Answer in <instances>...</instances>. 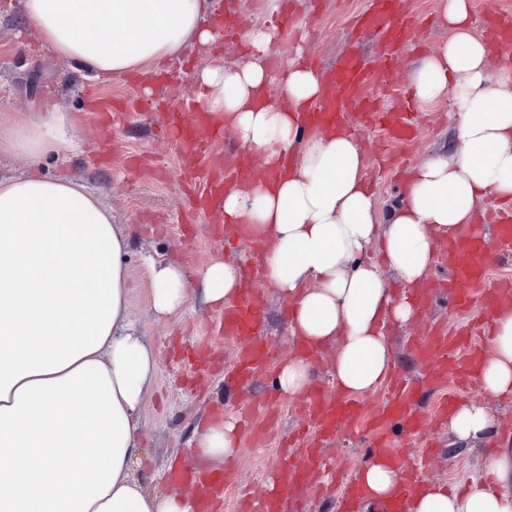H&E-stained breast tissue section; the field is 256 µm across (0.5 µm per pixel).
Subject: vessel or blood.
Wrapping results in <instances>:
<instances>
[{"label": "vessel or blood", "instance_id": "vessel-or-blood-1", "mask_svg": "<svg viewBox=\"0 0 512 512\" xmlns=\"http://www.w3.org/2000/svg\"><path fill=\"white\" fill-rule=\"evenodd\" d=\"M483 5L496 46L512 53V11L501 8L499 0H483ZM351 25L359 32L378 34L376 62L373 67H366L353 46L336 67L319 69L324 92L304 113L303 124L309 128H345L351 118H358L374 131L371 149L378 163L387 167L410 146L417 129V115L411 106L393 112L385 99L393 92L399 52L418 40L421 25L405 13L401 0H369L368 8L357 14ZM87 96L103 123L120 127L127 122L130 108L126 100L104 98L93 90ZM158 120L169 142L181 149L180 173L187 187L189 212L204 216L208 235L221 240L225 248L246 246L253 254L252 261L242 265L237 299L226 304L218 316L219 336L236 349L233 364L224 370V381L245 387L277 359L261 334L267 304V291L261 286L263 245L251 241L245 225L225 223L221 202L225 191L254 176L255 163L244 154L231 158L223 153V125L212 113L196 107L193 99H186L179 111L159 114ZM438 257L448 268L449 276L439 286L426 280L415 295L416 301L428 306L439 291L458 311L471 302H481L484 315L478 322L458 328L442 322L435 324L414 339V358L425 368L429 384L442 391L435 411H417L413 385L395 373L386 382L387 396L382 400L310 388L294 407L300 418L299 428L281 442V456L289 463L288 490L295 501V512H304L308 494L321 489L325 475L336 468L335 459L322 449L324 441L340 432L353 434L365 439L370 457L387 456L399 462L403 459V441L408 438L421 447L423 454H430L436 424L447 419L456 400L455 393L447 392V385L455 384L457 391L463 392L476 385V370L486 350L494 315L498 309L512 305V278L491 277L492 252L478 232L442 242ZM279 417L278 408L262 404L249 406L243 412L248 432L257 441L269 435ZM421 477L419 470L403 468L394 496L377 504L375 512H403L404 501ZM167 479L189 486L197 512H219L230 483L228 471L205 467H175ZM364 498L358 479L349 478L339 495L342 512H356ZM236 512H283V501L273 492L247 494L238 500Z\"/></svg>", "mask_w": 512, "mask_h": 512}]
</instances>
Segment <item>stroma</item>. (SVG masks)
<instances>
[{"label": "stroma", "instance_id": "1", "mask_svg": "<svg viewBox=\"0 0 512 512\" xmlns=\"http://www.w3.org/2000/svg\"><path fill=\"white\" fill-rule=\"evenodd\" d=\"M18 0H0V122H7L18 112H43L59 109L76 113L79 124L72 139L75 150L50 155L40 169L50 175H61L84 184L96 193L111 211L115 223L128 225L136 236L127 259L128 304L133 327L148 339L157 360L153 386L140 413L143 462L138 477L159 492L174 491V484L164 478L167 467L187 459V448L198 421L212 409H223L225 417H233L243 399L263 402L276 396L271 376L257 378L246 390L225 387L220 376H212L203 389L186 382V370L174 361L172 350L181 344L197 347L211 345L224 365H231L233 348L213 333L216 312L188 302L185 309L166 320H156L149 309L148 283L143 263L146 257L174 259L189 269H197L211 260L230 258L241 263L245 250L226 253L223 246L204 238L193 246L183 240L181 219L184 215V185L179 178L178 152L157 138L152 119L135 115L130 124L119 131L100 128L97 116L86 101L85 91L94 88L99 94L129 98L142 90L134 76L113 77L110 82H93L75 73L70 64L41 46L29 23L17 7ZM368 0H324L320 13H313L312 0H295L300 17H312L306 39L297 34L280 37L268 52L272 70H280L298 55L316 52L324 62L335 63L348 40L346 19L361 11ZM245 46L239 41L193 44L181 60L172 62V77L151 93L161 111L177 107L189 96L199 94L196 73L213 60L230 66L246 60ZM431 129L423 131L416 146L413 162H422L444 153L452 140V125L447 104L429 109ZM144 154L154 158L157 172L136 175L128 171L125 158ZM445 320L460 324L459 313L452 311L445 299H437L419 322L394 327L389 332L395 368L404 377L420 381L416 408L431 410L436 396L423 384L424 369L411 353V337L421 335L429 323ZM438 454L425 470V478L451 485L466 483L480 471L483 461L480 447L462 448L454 444L445 426L437 428ZM287 468L279 457L275 442L254 444L242 440L234 462L238 485L261 489L272 467Z\"/></svg>", "mask_w": 512, "mask_h": 512}]
</instances>
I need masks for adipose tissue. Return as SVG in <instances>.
I'll list each match as a JSON object with an SVG mask.
<instances>
[{
    "mask_svg": "<svg viewBox=\"0 0 512 512\" xmlns=\"http://www.w3.org/2000/svg\"><path fill=\"white\" fill-rule=\"evenodd\" d=\"M38 40L97 79L146 76L192 43L217 36L212 0H21ZM448 37L411 74L423 106L447 104L457 146L414 166L387 217L368 187L363 146L350 133L304 130L298 115L321 94L309 69L287 78L265 57L276 28L249 26L248 61L198 73L204 106L222 116L240 147L265 167L290 163L276 183L256 176L225 195L227 222L265 244L269 284L291 303L288 330L336 354L327 371L345 395L376 392L393 369L386 330L419 313L392 290L388 272L417 287L437 242L460 237L486 200L512 198V73L492 63L474 28L472 0H440ZM74 113H17L0 150L39 165L72 143ZM131 236L73 180L33 174L0 178V512H194L176 491L160 494L133 474L141 458L138 415L157 361L128 324L126 257ZM150 306L163 319L196 298L218 309L235 298L238 268L215 260L190 277L169 260H148ZM480 374L484 396L512 400V311L496 315ZM462 444L485 445L480 479L466 487L426 480L407 512H512V447L498 440L488 408L463 401L448 418ZM231 419L196 428L191 457L237 456ZM358 475L367 503L386 500L399 478L382 459Z\"/></svg>",
    "mask_w": 512,
    "mask_h": 512,
    "instance_id": "obj_1",
    "label": "adipose tissue"
}]
</instances>
